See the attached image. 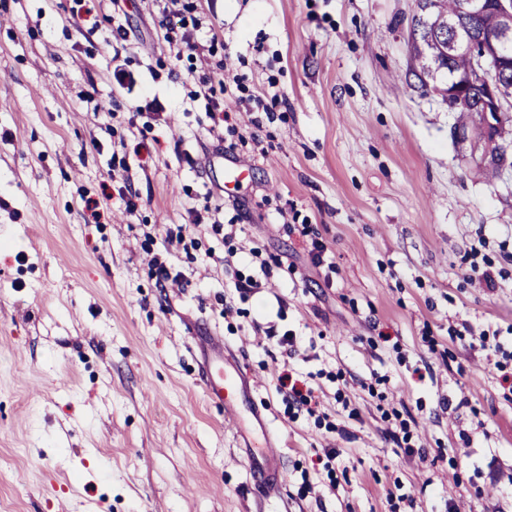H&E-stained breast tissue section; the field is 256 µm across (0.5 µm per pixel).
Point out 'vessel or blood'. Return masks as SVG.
<instances>
[{
    "label": "vessel or blood",
    "mask_w": 512,
    "mask_h": 512,
    "mask_svg": "<svg viewBox=\"0 0 512 512\" xmlns=\"http://www.w3.org/2000/svg\"><path fill=\"white\" fill-rule=\"evenodd\" d=\"M196 337L208 346L203 357L205 392L210 399L220 401L236 427H250L254 438L248 445V462L264 490L265 500H274L279 496L283 474L275 450V434L253 401L252 378L237 364L222 338L209 335L204 329L198 330Z\"/></svg>",
    "instance_id": "obj_1"
}]
</instances>
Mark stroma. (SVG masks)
I'll return each mask as SVG.
<instances>
[{"mask_svg": "<svg viewBox=\"0 0 512 512\" xmlns=\"http://www.w3.org/2000/svg\"><path fill=\"white\" fill-rule=\"evenodd\" d=\"M193 3L201 28L171 16L169 42L171 0H0V512H512V391L491 350L451 334L512 344V176L479 175L455 113L412 77L415 0ZM214 34L247 94L286 97L274 122L226 94L233 127L211 133L194 93L213 69L193 47ZM234 160L250 172L229 194ZM218 206L246 247L295 265L230 324L233 273L204 229ZM290 223L318 228L325 266ZM159 224L199 242L169 257L176 284L142 248ZM481 238L509 273L492 291L463 262ZM271 325L297 334L296 356ZM196 326L254 380L285 474L273 502L205 394ZM285 368L339 433L284 417ZM392 407L419 453L389 438Z\"/></svg>", "mask_w": 512, "mask_h": 512, "instance_id": "35a3bbf8", "label": "stroma"}]
</instances>
